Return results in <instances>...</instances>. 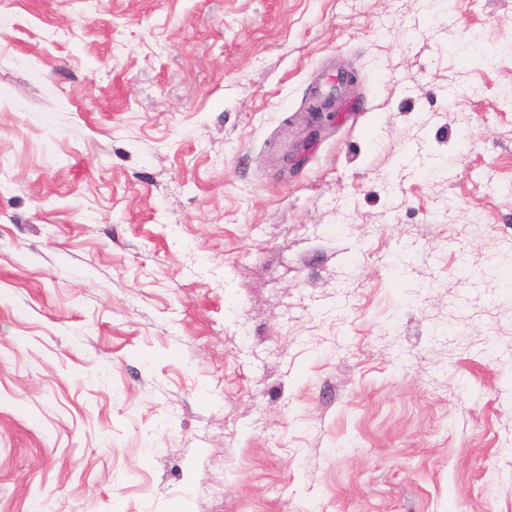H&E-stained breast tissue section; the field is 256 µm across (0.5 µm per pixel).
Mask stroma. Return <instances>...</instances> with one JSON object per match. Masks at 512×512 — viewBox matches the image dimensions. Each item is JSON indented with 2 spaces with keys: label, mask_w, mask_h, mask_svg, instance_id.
<instances>
[{
  "label": "stroma",
  "mask_w": 512,
  "mask_h": 512,
  "mask_svg": "<svg viewBox=\"0 0 512 512\" xmlns=\"http://www.w3.org/2000/svg\"><path fill=\"white\" fill-rule=\"evenodd\" d=\"M46 506L512 512V0H0V512ZM313 99L307 111V127L311 136L317 139L322 131L336 122L339 112L336 110V97L333 94L321 96L315 92Z\"/></svg>",
  "instance_id": "obj_1"
}]
</instances>
